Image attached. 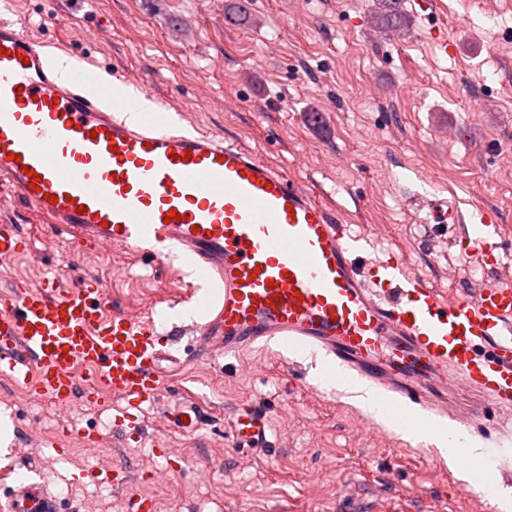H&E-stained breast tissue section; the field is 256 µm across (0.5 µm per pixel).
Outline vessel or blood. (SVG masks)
Segmentation results:
<instances>
[{"mask_svg":"<svg viewBox=\"0 0 512 512\" xmlns=\"http://www.w3.org/2000/svg\"><path fill=\"white\" fill-rule=\"evenodd\" d=\"M88 67L77 60L61 73L24 21L0 16V185L81 240L157 259L173 250L218 285L216 297L192 290L196 357L272 344L316 357L318 376L337 387L374 390L391 427L419 407L455 417L461 392L512 408L511 285L450 301L399 255L360 262L361 238L313 192L236 141L173 118L131 120L132 108L157 106L149 86L113 70L99 93ZM428 210L431 223L460 225L484 269L496 267L497 246L466 229L457 207L434 199ZM27 246L17 225L0 224L1 259ZM171 359L153 319L112 312L96 278L0 293V376L44 404L67 410L116 393L196 431L198 406L165 399ZM230 428L239 451L271 445L263 408L237 409ZM7 512H58L57 501L44 484H22Z\"/></svg>","mask_w":512,"mask_h":512,"instance_id":"vessel-or-blood-1","label":"vessel or blood"}]
</instances>
